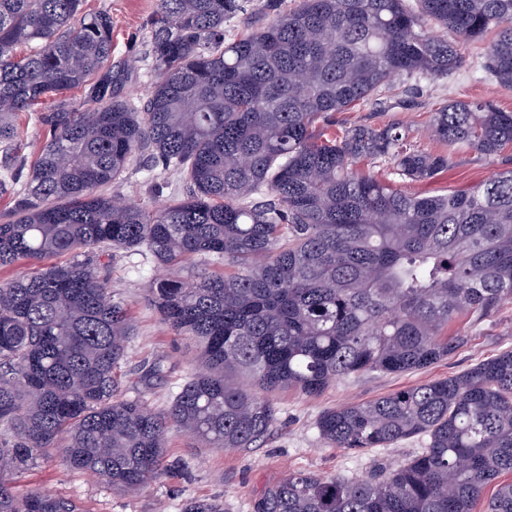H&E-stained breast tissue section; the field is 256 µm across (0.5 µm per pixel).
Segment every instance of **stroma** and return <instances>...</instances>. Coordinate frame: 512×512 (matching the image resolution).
Listing matches in <instances>:
<instances>
[{"mask_svg":"<svg viewBox=\"0 0 512 512\" xmlns=\"http://www.w3.org/2000/svg\"><path fill=\"white\" fill-rule=\"evenodd\" d=\"M157 0H86L91 11L112 16V62L130 63L131 68L117 87L120 97L145 98L151 85L152 60L148 54L147 21ZM486 40L466 43L463 65L446 78L417 73L398 76L389 85L351 109L337 113L336 127L361 123H400L420 148L439 150L429 133L433 112L455 101L482 100L512 111V90L494 82L484 70ZM512 170V144L501 150L495 162L476 152L460 150L448 157V169L436 179L416 184V191L441 194L464 189L492 174ZM184 183L173 173L147 180L144 174L109 186L120 200L146 207H159L181 194ZM117 297L128 307L134 330L127 343V358L118 371L129 397H139L155 409L166 408L180 384L196 367V348L173 335L161 323L147 299L148 283L162 275V268L145 252L118 254L103 270ZM456 330L468 341L446 359L415 372L368 373L337 380L321 394L308 396L295 389L276 393L278 420L265 441L256 448L200 449L183 432L171 431L167 457L179 461L180 469L135 492H118L91 474L68 469L60 460L38 463L20 474L19 491H42L79 504L84 512H182L186 501L219 498L226 512H252L255 499L278 485L291 473H314L331 477H367L375 469L389 466L420 452L424 437H414L388 448L350 450L325 445L316 421L325 409L345 403L374 400L401 389L444 378L467 370L499 352L512 350V299L502 301L484 320L462 318ZM161 365L159 376H149L153 365Z\"/></svg>","mask_w":512,"mask_h":512,"instance_id":"1","label":"stroma"}]
</instances>
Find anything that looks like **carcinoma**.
<instances>
[{"label":"carcinoma","mask_w":512,"mask_h":512,"mask_svg":"<svg viewBox=\"0 0 512 512\" xmlns=\"http://www.w3.org/2000/svg\"><path fill=\"white\" fill-rule=\"evenodd\" d=\"M243 0H158L148 19L154 81L120 100L112 17L83 0H0V512H82L17 492L18 473L56 453L129 492L160 480L173 429L201 448H254L277 421L272 393L315 395L360 373L427 368L467 342L448 333L512 298V170L429 195L361 174L362 158L406 182L448 168L400 123L337 135L335 114L399 75L444 78L489 29L486 68L512 90V0H263L269 22L228 41ZM434 22L443 33L430 35ZM45 132L17 179V118ZM448 149L493 160L512 112L457 101L433 114ZM180 174L187 192L159 208L103 192L132 172ZM144 249L158 264L200 258L236 268L149 294L163 324L194 339L198 368L162 411L125 398L116 376L132 318L101 258ZM61 254L68 263H52ZM320 439L418 454L371 477L290 475L253 512H476L512 473V350L462 373L323 411ZM184 512H224L192 499ZM485 512H512V482Z\"/></svg>","instance_id":"carcinoma-1"}]
</instances>
